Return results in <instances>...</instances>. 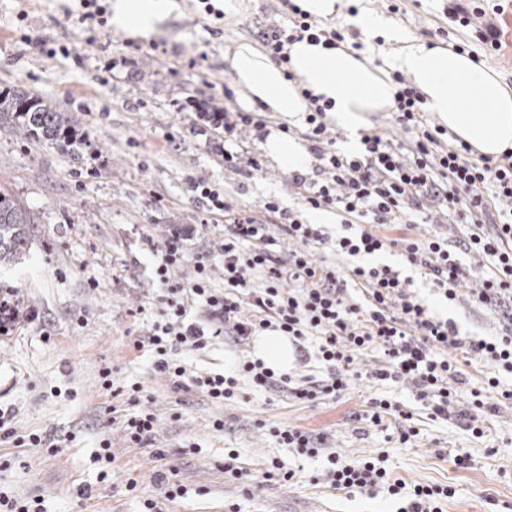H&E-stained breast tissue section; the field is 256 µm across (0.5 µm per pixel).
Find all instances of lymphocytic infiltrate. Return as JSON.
I'll return each instance as SVG.
<instances>
[{"label":"lymphocytic infiltrate","instance_id":"obj_1","mask_svg":"<svg viewBox=\"0 0 512 512\" xmlns=\"http://www.w3.org/2000/svg\"><path fill=\"white\" fill-rule=\"evenodd\" d=\"M306 37L330 47L346 41L341 26L313 24L303 14L264 31L263 43L284 63L288 44ZM395 81L394 122L412 138L403 145L376 133L364 135L359 156L337 149L324 122V106L317 96H309L305 137L319 161L320 178L308 184L304 204L312 211L344 216L348 233L336 240L341 254L395 248L446 300L465 294L493 310L500 333L488 341L460 336L452 322L428 314L411 294L409 279L393 267L318 262L314 247L324 236L316 225L294 217L284 224L263 223L254 210L233 207L199 178L190 180L188 189L204 203L206 214H223L224 233L192 258L187 243L200 227L181 224L170 228L155 250V277L165 288L161 318L148 335L133 341L134 348L152 351L155 374L177 389L196 387L220 406L235 400L243 378L256 389L312 405L355 387L365 376L360 363L369 359L373 367L366 376L406 386L427 402L433 417L458 415L473 437H482L488 415L512 409V388L500 381L501 375L512 374V150L470 160V146L445 142L444 128L427 121L416 91L403 76ZM441 217L467 225L460 251L480 257L486 272L474 274L461 263L458 251L449 249L447 236L430 231ZM398 224H417L421 230L396 236L392 230ZM352 287L363 290L366 305L350 298ZM267 329L297 343L314 340L324 374L279 376L263 362L245 360L233 370L201 376L191 374L179 357L180 351H200L216 339L241 346ZM461 358L488 368L483 389L463 394ZM142 393L139 386L127 393L138 412L124 420L123 438L129 447L152 448L161 462L165 455L154 445L159 417L153 410H140ZM366 418L376 425L395 420L403 446L419 434L412 411L387 398H371ZM386 459L383 452L353 458L335 449L328 454L323 479L336 491L385 490L397 502V512H443L455 496L450 485L392 478Z\"/></svg>","mask_w":512,"mask_h":512}]
</instances>
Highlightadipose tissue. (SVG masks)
Segmentation results:
<instances>
[{
  "mask_svg": "<svg viewBox=\"0 0 512 512\" xmlns=\"http://www.w3.org/2000/svg\"><path fill=\"white\" fill-rule=\"evenodd\" d=\"M174 8V0H114L112 23L144 37L154 33ZM346 19L372 36L396 43L387 67L343 47L329 49L302 40L288 45L289 62L283 68L253 44L235 42L224 52V65L242 107L280 113L296 126L307 110L302 93L311 91L330 101L328 116L347 137L344 151L355 155L362 148L360 130L367 115L392 106L396 88L390 73L397 70L420 94L426 110L473 154L496 157L512 148V88L496 73L453 48L414 42L381 15L362 13ZM262 149L270 166L284 171L312 163L299 139L280 132H271ZM251 356L278 373L288 372L294 361L287 337L271 331L255 338Z\"/></svg>",
  "mask_w": 512,
  "mask_h": 512,
  "instance_id": "ef3b65f1",
  "label": "adipose tissue"
}]
</instances>
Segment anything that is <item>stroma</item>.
<instances>
[{"mask_svg": "<svg viewBox=\"0 0 512 512\" xmlns=\"http://www.w3.org/2000/svg\"><path fill=\"white\" fill-rule=\"evenodd\" d=\"M239 2L219 20L205 16L198 0H175L159 32L133 38L110 24H76L77 0H0V87L23 86L75 113L81 124L72 153L0 129V188L38 217L23 260L0 268V284L39 313L0 334V411L18 434L42 433L60 447L53 454L0 440V490L41 496L44 512H140L139 498L127 489L132 478L156 494L152 455L125 447L120 436L117 421L132 414V406L101 387L100 370L108 366L115 385L143 386L152 399L159 416L155 443L188 488L172 512H224L231 504L238 512H392L384 495L328 489L320 479L326 454L282 447L258 428L261 420L323 434L330 446L354 456L387 451L392 477L455 487L445 512H512L510 410L489 418L477 439L458 417L432 418L408 390L366 379L314 405L246 384L237 402L220 407L197 389L174 390L153 374L149 353L133 348L131 336L149 333L158 319L154 240L172 224L209 221L212 238L224 231L223 216L206 218L187 189L189 179L207 180L233 207H252L266 224L280 223L285 213L313 219L302 207L304 188L291 173L269 166L257 148L281 129L279 113H259V126L231 134L206 117L240 109L224 69L225 45L261 44L263 31L292 14L293 0ZM456 4L481 7L493 18L502 46L484 54L482 64L512 88V0H347L342 12L380 13L417 41L479 50L473 28L449 18ZM22 9L28 12L23 20L17 17ZM43 42L68 46L70 57L47 59L39 50ZM269 200L278 212L264 210ZM369 262L399 266L423 306L460 333L480 339L497 332L491 312L465 301L447 304L417 270L400 266L395 252ZM136 307L140 315L130 316ZM379 395L413 411L414 447H397L393 424L365 420L369 399ZM219 417L220 432L212 427ZM106 434L115 460L102 482L95 455ZM228 449L260 479L252 493L225 479ZM460 450L471 458L468 468L451 462ZM275 458L296 472L294 484L262 482ZM85 486L92 487L91 498L78 496Z\"/></svg>", "mask_w": 512, "mask_h": 512, "instance_id": "stroma-1", "label": "stroma"}]
</instances>
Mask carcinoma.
Listing matches in <instances>:
<instances>
[{"label":"carcinoma","instance_id":"1","mask_svg":"<svg viewBox=\"0 0 512 512\" xmlns=\"http://www.w3.org/2000/svg\"><path fill=\"white\" fill-rule=\"evenodd\" d=\"M0 128H8L27 142L44 143L61 150L76 140L79 124L50 101L19 86L0 87ZM37 216L0 188V266L20 260L30 242ZM0 304L10 318L21 313L20 300L0 290ZM4 313V314H6ZM0 313V322L5 320Z\"/></svg>","mask_w":512,"mask_h":512}]
</instances>
